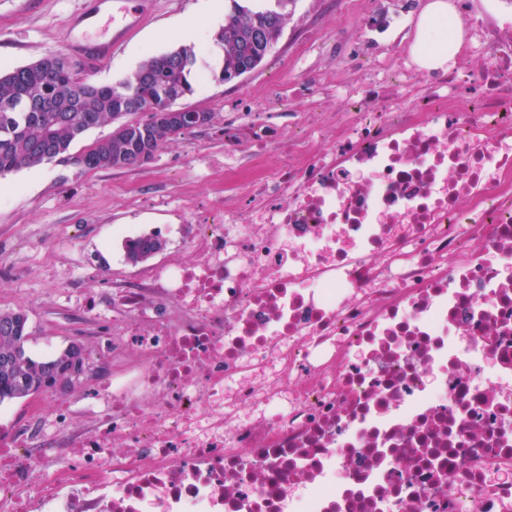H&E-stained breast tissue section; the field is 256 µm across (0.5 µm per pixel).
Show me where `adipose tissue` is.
I'll return each mask as SVG.
<instances>
[{"instance_id":"obj_1","label":"adipose tissue","mask_w":512,"mask_h":512,"mask_svg":"<svg viewBox=\"0 0 512 512\" xmlns=\"http://www.w3.org/2000/svg\"><path fill=\"white\" fill-rule=\"evenodd\" d=\"M456 13L449 0H427L417 22V30L412 51L418 64L427 70L447 68L457 53L460 41V28H453L451 35L439 36L442 25L455 18Z\"/></svg>"}]
</instances>
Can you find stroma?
<instances>
[{
  "label": "stroma",
  "instance_id": "35a3bbf8",
  "mask_svg": "<svg viewBox=\"0 0 512 512\" xmlns=\"http://www.w3.org/2000/svg\"><path fill=\"white\" fill-rule=\"evenodd\" d=\"M426 0H297L283 34L262 63L229 83L198 81L178 107L211 112L210 126L170 142L142 166L87 171L72 163L22 168L0 178V310L23 309L29 351L47 357L77 342L99 348L93 383L111 366L101 349L103 329L77 308V297L96 293L109 302L119 290L145 282L157 266L185 260L194 225L211 223L225 184L248 204L263 174L301 163L294 143L333 145L345 123L360 120L348 93L360 92L369 74L407 55ZM201 0H156L145 18L91 70V81L109 84L141 61L183 44L180 25ZM98 7L89 34L111 40L123 12L95 0H0V69L25 66L63 50L70 16ZM277 141L266 150L248 142L258 127ZM163 227L164 248L134 264L122 248L124 231ZM85 384L47 390L0 408L25 420L37 405L81 410Z\"/></svg>",
  "mask_w": 512,
  "mask_h": 512
}]
</instances>
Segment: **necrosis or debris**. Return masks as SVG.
<instances>
[{
  "mask_svg": "<svg viewBox=\"0 0 512 512\" xmlns=\"http://www.w3.org/2000/svg\"><path fill=\"white\" fill-rule=\"evenodd\" d=\"M471 39L479 82L397 97L223 196L183 262L77 298L112 378L83 424L0 429V512H512V37Z\"/></svg>",
  "mask_w": 512,
  "mask_h": 512,
  "instance_id": "necrosis-or-debris-1",
  "label": "necrosis or debris"
}]
</instances>
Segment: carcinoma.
<instances>
[{
	"label": "carcinoma",
	"mask_w": 512,
	"mask_h": 512,
	"mask_svg": "<svg viewBox=\"0 0 512 512\" xmlns=\"http://www.w3.org/2000/svg\"><path fill=\"white\" fill-rule=\"evenodd\" d=\"M293 15L289 0H232L224 24L212 35L223 57L216 65L200 57L193 45H180L143 60L129 75L109 85L92 82L85 70L65 65L55 51L34 63L0 72V176L22 167L71 162L88 171L126 168L136 164L140 147L148 143L159 152L192 129L189 123L153 125L145 130L137 121H119L133 115V106L174 107L194 93L202 76L231 82L255 69L282 36ZM114 123L112 133L88 145L81 154L75 143L92 128ZM164 246L157 236L125 242L131 262L142 261ZM28 317L21 309L0 311V404L45 391L51 371L65 368L74 356L84 362L82 346L72 342L50 359L29 353Z\"/></svg>",
	"instance_id": "obj_1"
}]
</instances>
